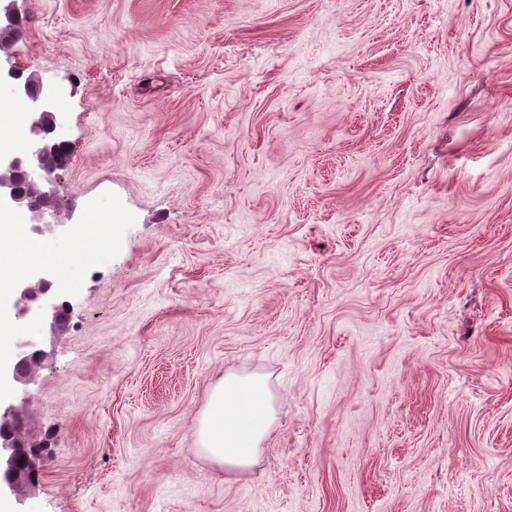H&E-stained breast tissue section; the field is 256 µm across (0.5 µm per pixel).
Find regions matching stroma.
<instances>
[{
    "label": "stroma",
    "mask_w": 512,
    "mask_h": 512,
    "mask_svg": "<svg viewBox=\"0 0 512 512\" xmlns=\"http://www.w3.org/2000/svg\"><path fill=\"white\" fill-rule=\"evenodd\" d=\"M58 230L111 240L43 341V463L0 512H512V0H22ZM96 202L111 225L86 224ZM274 424L224 480L225 374ZM274 422L262 376L224 375L212 389L198 429L217 472L230 476L254 467Z\"/></svg>",
    "instance_id": "stroma-1"
}]
</instances>
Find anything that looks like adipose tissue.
<instances>
[{"instance_id": "adipose-tissue-1", "label": "adipose tissue", "mask_w": 512, "mask_h": 512, "mask_svg": "<svg viewBox=\"0 0 512 512\" xmlns=\"http://www.w3.org/2000/svg\"><path fill=\"white\" fill-rule=\"evenodd\" d=\"M274 422L262 376L226 374L212 389L198 429L201 446L218 472L254 467Z\"/></svg>"}]
</instances>
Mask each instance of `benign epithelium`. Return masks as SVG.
Masks as SVG:
<instances>
[{
    "mask_svg": "<svg viewBox=\"0 0 512 512\" xmlns=\"http://www.w3.org/2000/svg\"><path fill=\"white\" fill-rule=\"evenodd\" d=\"M18 0H0V40H9L15 33L20 11ZM21 71L10 68L7 76L11 80V92L28 104V145L18 155H0V206L24 212L34 233L41 235L58 225L57 212L45 208L21 192L11 174L25 177L33 184L44 199L55 198L56 174L46 168L45 162L50 151L58 147L57 117L51 111L53 92L44 88L41 80L20 79ZM15 317H34L46 323L49 336L60 335V309L69 307L58 300L51 273L44 271L28 274L15 281ZM28 352H19L12 366L13 381L25 394H30L40 377V370L28 367ZM21 417L20 406L10 404L0 409V489L19 496L18 486L21 474L17 461L23 444L15 432Z\"/></svg>",
    "mask_w": 512,
    "mask_h": 512,
    "instance_id": "1",
    "label": "benign epithelium"
}]
</instances>
